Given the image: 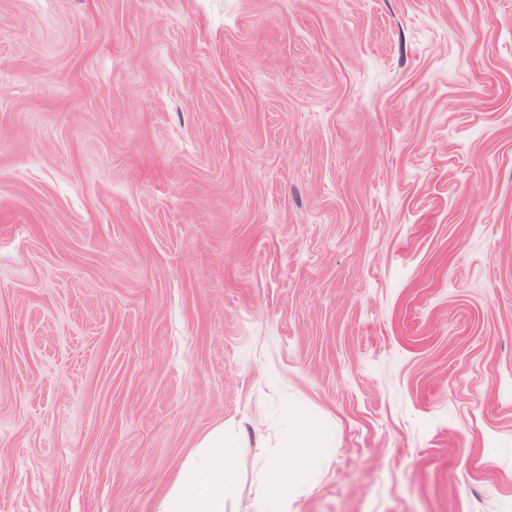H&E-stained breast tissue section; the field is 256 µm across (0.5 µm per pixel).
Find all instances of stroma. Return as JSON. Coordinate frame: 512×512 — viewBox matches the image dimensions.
<instances>
[{"label":"stroma","instance_id":"obj_1","mask_svg":"<svg viewBox=\"0 0 512 512\" xmlns=\"http://www.w3.org/2000/svg\"><path fill=\"white\" fill-rule=\"evenodd\" d=\"M512 512V0H0V512ZM288 436L278 454L269 460L260 480L255 498V512H295L297 495L309 485L321 457L327 448L329 434L314 417L289 412ZM239 435L218 426L191 453L161 500L159 512H224L239 480Z\"/></svg>","mask_w":512,"mask_h":512}]
</instances>
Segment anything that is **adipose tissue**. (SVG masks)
<instances>
[{
  "label": "adipose tissue",
  "instance_id": "obj_1",
  "mask_svg": "<svg viewBox=\"0 0 512 512\" xmlns=\"http://www.w3.org/2000/svg\"><path fill=\"white\" fill-rule=\"evenodd\" d=\"M278 454L269 460L255 498V512H294L309 485L329 434L314 417L293 412ZM239 437L223 428L207 434L191 453L161 500L158 512H224L239 480L235 459Z\"/></svg>",
  "mask_w": 512,
  "mask_h": 512
}]
</instances>
